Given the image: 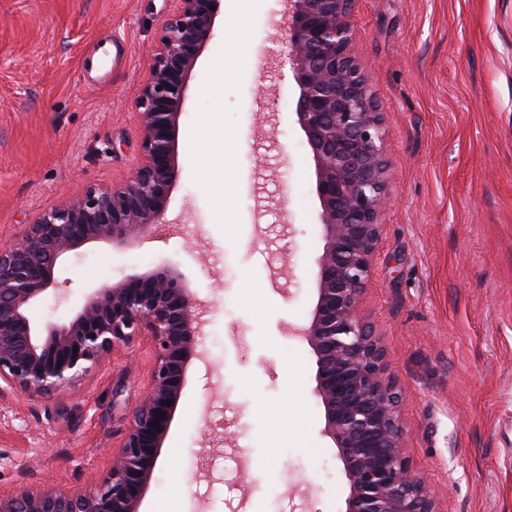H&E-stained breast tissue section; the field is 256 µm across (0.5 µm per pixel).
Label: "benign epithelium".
<instances>
[{"instance_id": "benign-epithelium-1", "label": "benign epithelium", "mask_w": 512, "mask_h": 512, "mask_svg": "<svg viewBox=\"0 0 512 512\" xmlns=\"http://www.w3.org/2000/svg\"><path fill=\"white\" fill-rule=\"evenodd\" d=\"M162 22L139 101V162L110 188L38 213L0 248V393L50 397L134 337L154 346L150 386L95 491L0 492V512H139L179 405L201 324L195 294L161 265L95 289L67 324L38 327L28 310L56 284L59 260L93 242L132 246L164 223L179 176L176 134L184 91L210 39L218 0H178ZM354 0H285L295 114L314 162L324 247L316 302L301 336L316 360L324 434L348 480L345 512H438L411 464L401 392L380 337L361 315L379 217L387 203L382 112L360 68L349 16ZM165 417H158V413Z\"/></svg>"}]
</instances>
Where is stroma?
Listing matches in <instances>:
<instances>
[{
    "instance_id": "35a3bbf8",
    "label": "stroma",
    "mask_w": 512,
    "mask_h": 512,
    "mask_svg": "<svg viewBox=\"0 0 512 512\" xmlns=\"http://www.w3.org/2000/svg\"><path fill=\"white\" fill-rule=\"evenodd\" d=\"M177 7L0 0V247L39 211L128 177L137 101ZM281 10L251 0L252 69L226 54L216 18L186 89L165 224L123 250L68 254L30 309L38 325L68 323L102 284L160 263L202 301L203 357L142 512L345 510L315 358L289 333L314 306L324 242ZM350 21L389 161L361 309L402 389L412 466L439 512H512V0H355ZM205 138L223 140L230 183L203 166ZM153 364L139 336L57 395H1L0 491L93 489Z\"/></svg>"
}]
</instances>
